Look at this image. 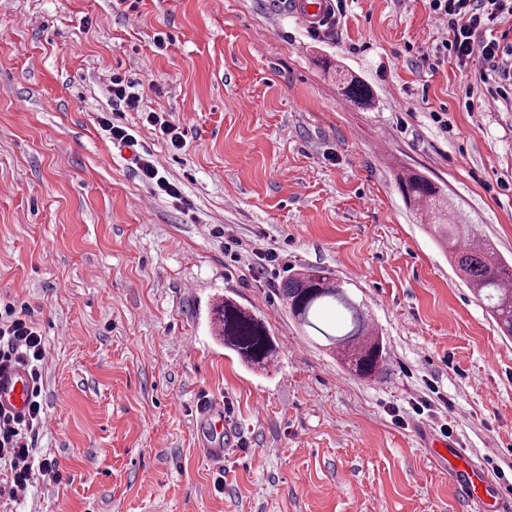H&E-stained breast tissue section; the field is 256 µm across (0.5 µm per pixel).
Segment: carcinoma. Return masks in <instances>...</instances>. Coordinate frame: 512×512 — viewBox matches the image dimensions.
I'll use <instances>...</instances> for the list:
<instances>
[{
	"label": "carcinoma",
	"mask_w": 512,
	"mask_h": 512,
	"mask_svg": "<svg viewBox=\"0 0 512 512\" xmlns=\"http://www.w3.org/2000/svg\"><path fill=\"white\" fill-rule=\"evenodd\" d=\"M338 93L344 100L370 107L369 88L355 77L335 69ZM396 185L406 206L426 224L448 249L458 276L481 300L487 302L500 332L512 336V264L502 259L494 245L470 224L448 222L453 204L444 185L424 174L405 169ZM281 295L295 322L307 333L323 337L334 348L337 361L363 378L377 375L384 361V346L363 304L323 267H306L284 282ZM345 311V323L337 329L320 325L323 310ZM212 327L224 347L247 365L264 368L277 354L265 322L240 304L226 299L212 311Z\"/></svg>",
	"instance_id": "1"
}]
</instances>
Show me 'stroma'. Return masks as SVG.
<instances>
[{"label":"stroma","mask_w":512,"mask_h":512,"mask_svg":"<svg viewBox=\"0 0 512 512\" xmlns=\"http://www.w3.org/2000/svg\"><path fill=\"white\" fill-rule=\"evenodd\" d=\"M136 4L0 0V305L43 336L34 455L62 474L13 498L1 462L0 512H471L440 441L512 492V338L393 180L407 164L445 184L512 260V101L440 52L428 0H345L316 28L290 0ZM322 58L374 106L341 100ZM115 73L139 110H113ZM107 113L136 147L113 145ZM138 152L190 208L140 179ZM299 266L365 304L377 377L292 321L280 287ZM227 297L265 321L267 369L214 336ZM208 401L234 437L220 463L200 452Z\"/></svg>","instance_id":"1"}]
</instances>
